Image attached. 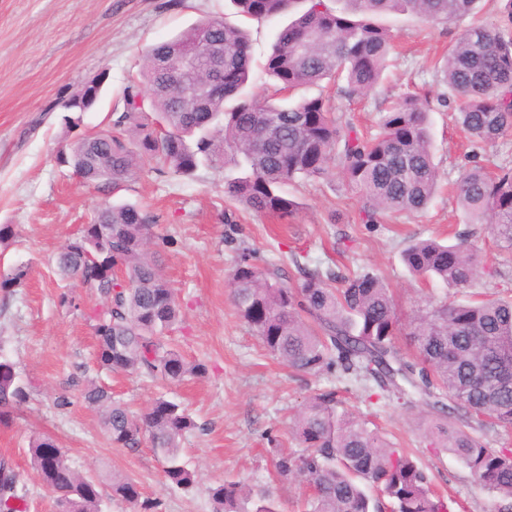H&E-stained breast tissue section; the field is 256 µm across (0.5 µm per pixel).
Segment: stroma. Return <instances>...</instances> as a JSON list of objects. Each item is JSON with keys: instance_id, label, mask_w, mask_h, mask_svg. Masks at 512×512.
<instances>
[{"instance_id": "stroma-1", "label": "stroma", "mask_w": 512, "mask_h": 512, "mask_svg": "<svg viewBox=\"0 0 512 512\" xmlns=\"http://www.w3.org/2000/svg\"><path fill=\"white\" fill-rule=\"evenodd\" d=\"M230 0H0V224L14 225V241L0 244V271L22 268L21 285L0 289V351L17 365L29 397L8 426H0V458L11 460L24 499L21 512H54L51 495L29 461L31 439L47 436L86 476L116 473L133 479L142 500L159 512H209L207 489L245 480L269 488L279 512H300L302 490L279 479L272 449L300 453L288 424L316 390L334 385L328 375L296 376L272 358L236 315L231 273L243 249L252 263L276 262L284 279H297L292 252L309 266L329 262L374 267L385 279L401 316L445 287L415 281L400 260L408 239L443 238L463 214L441 193L422 214L370 230L359 222V199L339 177L308 182L295 192L301 204L292 223L246 211L224 197V170L203 168L193 181L161 176L143 167L120 192L153 217L152 248L181 306L171 339L191 362L207 364L203 377L163 386L144 378L99 369L97 341L88 316L98 298L63 278L53 256L77 236L101 201L97 190L58 159L77 137L108 128L123 90L143 65L144 47L173 38L207 17L231 18ZM400 56L384 83L364 99L336 105L363 131H375L383 102L411 91L435 97L433 63L460 29L429 27L407 15L389 17ZM109 78L99 103L66 124L56 103L100 71ZM433 150L444 185L454 183L472 160L488 168L512 167V137L472 154L450 108L434 106ZM69 293L74 307L60 306ZM96 380L133 410L157 396L186 407L198 425L183 442V459L196 475L192 489L172 487L163 459L149 444L112 445L96 410L80 396V382ZM342 408L371 417L398 447L414 453L435 484L464 507L491 512L495 495L481 489L451 453L430 448L428 434L442 422L438 412L410 409L394 399L367 400L348 384Z\"/></svg>"}]
</instances>
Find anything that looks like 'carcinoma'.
I'll return each mask as SVG.
<instances>
[{"instance_id":"cac0c4a2","label":"carcinoma","mask_w":512,"mask_h":512,"mask_svg":"<svg viewBox=\"0 0 512 512\" xmlns=\"http://www.w3.org/2000/svg\"><path fill=\"white\" fill-rule=\"evenodd\" d=\"M230 2L238 23L205 19L147 46L141 80L125 87L123 110L113 114L111 127L66 145L67 163L103 202L55 262L100 299L88 320L97 362L112 373L168 383L206 373L205 364L187 361L168 339L181 311L151 250L153 220L136 203L110 199L142 163L187 180L202 167L231 164L241 175L224 179V196L280 220L300 209L288 186L336 172L358 194L363 224L428 207L440 181L428 99L401 95L368 134L336 115L330 97H295L323 82L337 85L346 99L375 89L393 49L384 17L410 13L432 25L470 19L435 66L442 87L437 101L455 103V121L474 144L512 136V0H497L493 23L479 17L482 0H343L340 9L329 0ZM288 15L263 63L273 93L258 96L251 89L248 22ZM184 56L195 57L198 69L182 77L175 63ZM188 81L208 84L207 96L187 104ZM455 194L466 224L455 231V242L418 239L401 251L410 274L457 295L429 299L413 311L410 360L394 343L400 325L394 297L369 266L309 269L295 256L300 278L285 282L276 265L256 266L245 253L230 278L232 302L267 353L294 372L352 378L371 397L448 415L430 434V445L459 458L474 482L499 499L497 512H512V449L486 442L489 433L512 429V297L474 298L478 283L500 279L502 271L483 263L479 238L468 228L484 225L497 246L512 253V168L492 172L477 162L461 174ZM82 397L100 413L112 444L137 448L148 441L165 461L169 484L195 486L180 454L197 424L180 404L158 397L134 415L94 381ZM27 398L14 362L0 355V425ZM340 404L334 388L308 397L290 423L303 452L273 449L277 474L308 489L303 512H453L452 500L434 488L412 454ZM28 454L56 512H102V479L78 473L51 438H34ZM110 484L114 495L139 505L131 478L112 475ZM208 497L212 512H278L270 490L241 480L208 488ZM20 500L17 475L1 459L0 512H18Z\"/></svg>"}]
</instances>
